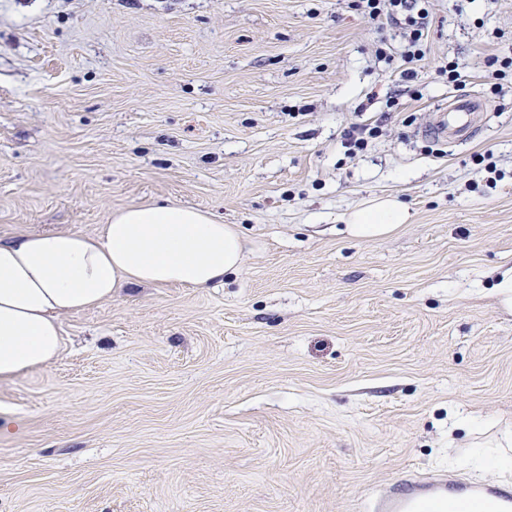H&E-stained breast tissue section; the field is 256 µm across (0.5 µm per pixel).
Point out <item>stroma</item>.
<instances>
[{"label":"stroma","mask_w":512,"mask_h":512,"mask_svg":"<svg viewBox=\"0 0 512 512\" xmlns=\"http://www.w3.org/2000/svg\"><path fill=\"white\" fill-rule=\"evenodd\" d=\"M431 10L407 85L398 26L353 0H0L1 241L166 201L248 240L223 285L64 316L58 359L0 381V512H363L410 472L499 481L468 460L512 427V91L470 142L418 131L456 93L440 59L491 97L512 0ZM385 195L409 223L351 237Z\"/></svg>","instance_id":"stroma-1"}]
</instances>
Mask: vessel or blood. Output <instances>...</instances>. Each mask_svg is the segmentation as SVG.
<instances>
[{"label":"vessel or blood","instance_id":"1","mask_svg":"<svg viewBox=\"0 0 512 512\" xmlns=\"http://www.w3.org/2000/svg\"><path fill=\"white\" fill-rule=\"evenodd\" d=\"M493 106L478 96H455L432 113L422 133L448 143L472 139ZM476 503L487 512H512V486L469 483L446 473L406 476L387 492L369 498L364 512H447L448 507Z\"/></svg>","mask_w":512,"mask_h":512}]
</instances>
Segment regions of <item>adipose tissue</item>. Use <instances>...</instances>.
Listing matches in <instances>:
<instances>
[{
	"label": "adipose tissue",
	"instance_id": "obj_1",
	"mask_svg": "<svg viewBox=\"0 0 512 512\" xmlns=\"http://www.w3.org/2000/svg\"><path fill=\"white\" fill-rule=\"evenodd\" d=\"M408 221L394 198L344 217L347 232L366 239ZM245 247L238 225L171 202L116 211L95 234L32 232L0 241V380L58 358L62 316L134 287H210L238 270Z\"/></svg>",
	"mask_w": 512,
	"mask_h": 512
}]
</instances>
